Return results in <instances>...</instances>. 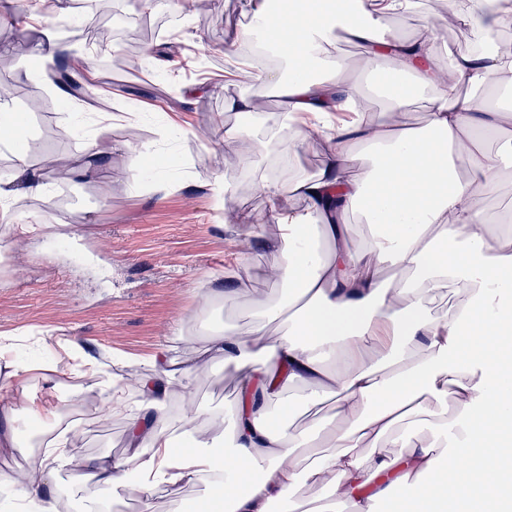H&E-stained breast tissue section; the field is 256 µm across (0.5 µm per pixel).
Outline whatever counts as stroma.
Returning <instances> with one entry per match:
<instances>
[{
  "instance_id": "stroma-1",
  "label": "stroma",
  "mask_w": 512,
  "mask_h": 512,
  "mask_svg": "<svg viewBox=\"0 0 512 512\" xmlns=\"http://www.w3.org/2000/svg\"><path fill=\"white\" fill-rule=\"evenodd\" d=\"M98 0L99 26L112 33V52L73 67L66 58L45 65L27 29L30 0H0V83L15 85L6 109L23 112L20 136L31 161L57 158L85 162L96 147L98 175L70 184H51L39 201L19 199L9 216L43 225L42 234L15 244L0 222V344H12L25 359L53 361L60 344L77 342L100 360H121L140 368L157 352L183 355L182 337H201L211 328H232L250 317L249 296H280L263 271L279 253L255 243L243 250L247 224H228L215 208L214 181L237 196L243 213L267 217L269 201L256 185L255 171L239 166L223 146L194 137L200 127L224 130L238 123L226 111L225 95L208 84L223 83L224 44L247 25L245 0ZM146 12L160 26L147 46L151 63L145 79L113 64L123 52L119 14ZM442 0H417L411 13L389 19L397 32L413 35L439 25ZM82 85L81 96L65 100L48 86L60 74ZM112 122L100 132V114ZM65 224H56L58 215ZM240 270L249 296L206 303L208 291L224 287L227 270ZM240 373L215 358L187 388L168 402L172 421L184 407L230 410ZM58 412L70 425L68 447L85 459L120 458L128 444L123 415L99 422L86 402L61 397ZM68 512H96L101 500L112 512H140L123 488H84L76 472L62 469L51 484ZM206 477L177 489L150 492L154 512H174L183 500L202 502Z\"/></svg>"
}]
</instances>
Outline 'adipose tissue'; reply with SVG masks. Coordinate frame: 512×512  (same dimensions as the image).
I'll use <instances>...</instances> for the list:
<instances>
[{"label":"adipose tissue","instance_id":"obj_1","mask_svg":"<svg viewBox=\"0 0 512 512\" xmlns=\"http://www.w3.org/2000/svg\"><path fill=\"white\" fill-rule=\"evenodd\" d=\"M251 25L224 48L234 59L245 42L277 54L281 66L254 75L273 87L280 110L269 136L288 140L293 155L321 156L313 175L260 176L281 259L266 271L283 290L251 300L255 314L204 346H190L180 362L154 358L152 372L134 375L138 399L126 409L124 388L109 365L86 358L83 373L125 413L131 446L125 457L89 463L56 438L39 467L24 464L0 475L15 491L0 512H61L48 491L56 470L78 471L85 486L118 484L134 474L137 493L152 485L178 486L210 478L205 512H375L377 501L408 512H437L447 499L495 502L512 494V390L503 367L512 349V227L487 208L512 156V41L484 48L464 44L442 61L435 30L402 35L385 19L412 11L414 0H298L271 11L268 0H247ZM449 19L475 36L512 29V0H447ZM365 41L364 70L406 77L425 93L426 121L405 122L407 98L381 88L385 106L336 123L337 111L363 96L332 55L337 32ZM468 94H460L461 86ZM497 143L485 146L486 139ZM249 123L224 131V147L247 168L267 147ZM13 180L0 182V209L19 196L44 199L49 183L25 150L12 151ZM361 212L370 237L355 244L350 215ZM456 293L450 311L429 304ZM277 332H270L271 324ZM221 354L241 372L231 415L212 412L209 428L229 427L218 443L192 419L173 427L167 398L173 383L201 367L202 353ZM39 373L50 396L22 404V412L56 422L55 365L21 362L0 352V384ZM310 401H336L341 424L294 432L286 413L288 389ZM458 413L448 417L447 402ZM281 405L282 414L269 410ZM424 412L433 442H413L401 424ZM450 441L442 456L437 440ZM371 446L369 455L359 449ZM397 454L386 453V446ZM319 487L310 501L297 495L303 479Z\"/></svg>","mask_w":512,"mask_h":512}]
</instances>
